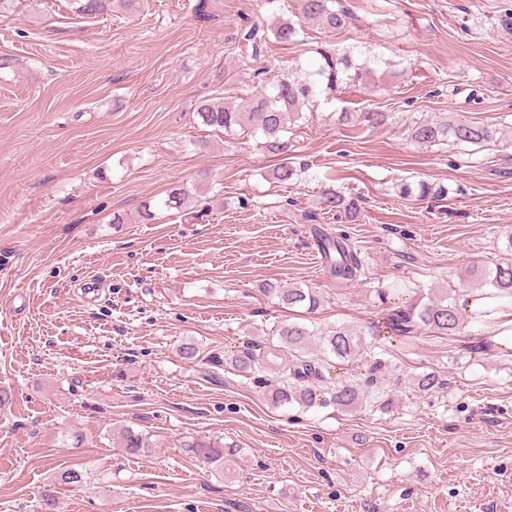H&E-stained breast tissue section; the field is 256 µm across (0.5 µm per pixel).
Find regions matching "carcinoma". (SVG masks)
Masks as SVG:
<instances>
[{
  "mask_svg": "<svg viewBox=\"0 0 512 512\" xmlns=\"http://www.w3.org/2000/svg\"><path fill=\"white\" fill-rule=\"evenodd\" d=\"M131 0H74L76 12L97 15L112 10V6H129ZM335 0H301L303 22L315 21L323 28L336 31L345 26L347 14L334 7ZM302 22L282 19L274 28L264 17H255L244 25L241 33L245 50L237 57L238 69L251 71L257 77L265 70L255 68L267 44L268 33L276 41L288 43L297 41L302 31ZM319 61L316 69L295 76L287 71L276 79L260 85L258 95L239 105L226 106L222 103H204L197 113L204 125L231 135L237 131L248 132L260 139L259 146L266 152L280 158L272 177L281 184H287L297 169L289 161L296 141L295 126L304 119L302 109L314 106L321 93H333L341 85H358L372 75L377 60L360 59L350 50H317ZM497 134L489 126L475 125L459 116L445 120H422L411 127V139L422 145L444 142L479 144ZM444 190L420 182L417 185L403 183L400 194L420 198L442 194ZM190 193L183 186L172 188L164 206L180 210L189 206ZM321 209L325 213L352 212L357 210V200L347 198L334 189L321 193ZM318 245L333 268L336 279L342 282L355 281L364 274L365 259L354 250L342 235L323 233ZM470 274L485 288L484 297L512 298V239L502 257L492 269H472ZM264 292L288 307H302L311 313L317 310L323 298L311 288L278 283L265 284ZM465 318L457 308L453 289H432L426 294V301L408 309L392 311L387 317V326L400 341L413 338L420 329L441 335L458 332ZM368 347L364 334L344 325L318 332L298 321H282L263 341H248L243 348L228 357L216 353L208 358L215 368L231 366L253 383L269 389L270 399L275 407L298 406L309 409L314 406H332L341 412H348L363 406L368 394L377 384V373L386 368V360L376 358L370 368L369 377L361 383L356 378L332 377L337 365L350 363L365 353ZM440 385L435 372H423L413 379V386L421 393L436 390ZM188 451L204 459L218 472H224V464L232 461L240 449L226 446L218 438L201 437L184 444Z\"/></svg>",
  "mask_w": 512,
  "mask_h": 512,
  "instance_id": "cac0c4a2",
  "label": "carcinoma"
}]
</instances>
